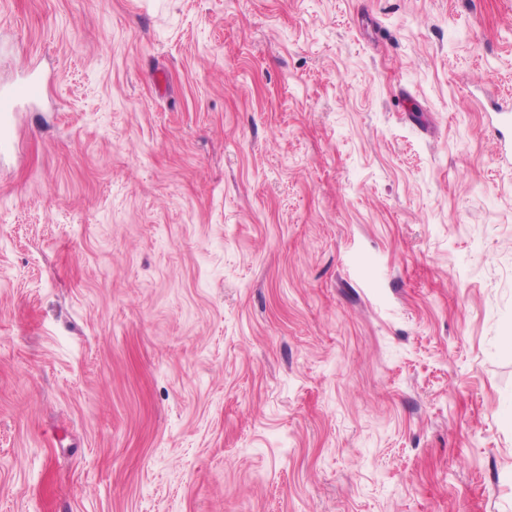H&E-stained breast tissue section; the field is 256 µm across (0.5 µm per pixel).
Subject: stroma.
I'll return each instance as SVG.
<instances>
[{"label": "stroma", "instance_id": "obj_1", "mask_svg": "<svg viewBox=\"0 0 512 512\" xmlns=\"http://www.w3.org/2000/svg\"><path fill=\"white\" fill-rule=\"evenodd\" d=\"M0 512H512V0H0ZM41 93V84L34 79L29 80L22 87L14 92L3 93L0 95V149H7L13 145L9 133V119L11 113L15 110L18 101L23 99L35 98Z\"/></svg>", "mask_w": 512, "mask_h": 512}]
</instances>
